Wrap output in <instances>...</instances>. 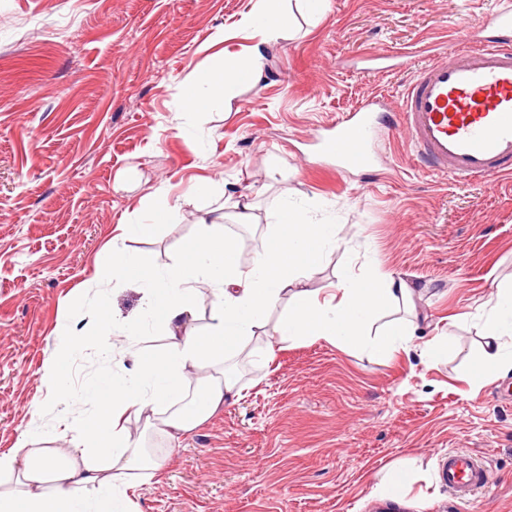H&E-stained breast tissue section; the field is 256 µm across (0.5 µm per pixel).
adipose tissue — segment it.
I'll use <instances>...</instances> for the list:
<instances>
[{"label":"adipose tissue","instance_id":"ef3b65f1","mask_svg":"<svg viewBox=\"0 0 512 512\" xmlns=\"http://www.w3.org/2000/svg\"><path fill=\"white\" fill-rule=\"evenodd\" d=\"M247 29L251 46L191 75L184 86L190 111L261 82L263 48L292 35V10L285 0H256ZM199 224L184 260L161 273L122 243L113 244L98 277L141 283L140 323L162 320L168 343L155 356L132 352L133 371L114 379L111 395H96V427L78 431L72 448L42 447L35 426L27 433L31 449L0 453V475L15 479L13 488L0 490V512H133L127 495L132 470L139 464L159 472L163 456L144 439H133L132 421L170 444L203 424L237 394V361L280 299L288 301L274 327L280 342L325 340L383 356L409 349L419 315L416 290L405 279L348 274L322 297L301 288L302 278L335 248L338 225L308 223L294 204L281 202L275 225L245 268L223 224L208 213ZM205 299L210 321L201 327L199 303ZM400 306L407 318H389ZM483 336L478 369L512 371V284L499 287Z\"/></svg>","mask_w":512,"mask_h":512}]
</instances>
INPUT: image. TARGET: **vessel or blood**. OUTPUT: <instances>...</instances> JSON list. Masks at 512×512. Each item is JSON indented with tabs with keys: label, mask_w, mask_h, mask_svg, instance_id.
Wrapping results in <instances>:
<instances>
[{
	"label": "vessel or blood",
	"mask_w": 512,
	"mask_h": 512,
	"mask_svg": "<svg viewBox=\"0 0 512 512\" xmlns=\"http://www.w3.org/2000/svg\"><path fill=\"white\" fill-rule=\"evenodd\" d=\"M406 133L425 170L455 182L492 181L512 174V0L449 45L445 61L425 59L394 109L372 98L319 126L315 144L342 174L377 165L373 140L380 126ZM441 482L457 499L485 488L490 474L468 451L449 452Z\"/></svg>",
	"instance_id": "1"
}]
</instances>
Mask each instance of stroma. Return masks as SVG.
I'll list each match as a JSON object with an SVG mask.
<instances>
[{
	"mask_svg": "<svg viewBox=\"0 0 512 512\" xmlns=\"http://www.w3.org/2000/svg\"><path fill=\"white\" fill-rule=\"evenodd\" d=\"M255 0H0V453L24 445L42 418L55 448L89 426L83 401L67 423L49 409L41 368L79 392L125 375L117 349L159 353L167 339L138 319L139 284L96 279L117 227L155 203L177 207L153 238L125 248L153 268L179 263L202 211L223 195L256 202L251 228L227 223L240 252H257L281 199L308 220L339 225L336 248L303 279L324 294L343 274L402 276L419 288L425 320L407 353L391 357L324 340L280 343V301L240 363L243 391L180 438L161 472L136 477V512H377L388 473L410 489L389 512H512V374L475 383L483 315L497 282L512 281V176L453 182L418 168L405 136L376 141L379 174H336L314 129L364 99L402 91L463 27L499 0H328L320 19L298 15L292 39L265 58L267 75L205 112L182 85L250 40L240 25ZM228 33L215 41L217 32ZM197 182L210 197L191 196ZM75 347L55 353L59 326ZM447 352L430 362L426 342ZM453 450L483 457L489 485L452 503L438 477Z\"/></svg>",
	"mask_w": 512,
	"mask_h": 512,
	"instance_id": "35a3bbf8",
	"label": "stroma"
}]
</instances>
